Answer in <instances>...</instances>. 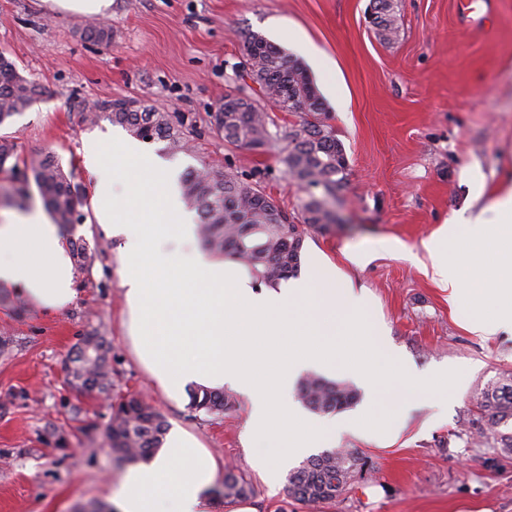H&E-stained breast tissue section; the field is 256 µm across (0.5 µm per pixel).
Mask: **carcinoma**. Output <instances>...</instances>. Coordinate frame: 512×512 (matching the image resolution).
Here are the masks:
<instances>
[{"label":"carcinoma","mask_w":512,"mask_h":512,"mask_svg":"<svg viewBox=\"0 0 512 512\" xmlns=\"http://www.w3.org/2000/svg\"><path fill=\"white\" fill-rule=\"evenodd\" d=\"M395 0H372V23L379 38L396 32ZM84 36L107 43L110 29L88 24ZM246 65L252 68L266 94L284 114L279 139L286 142L282 158L288 175L307 197L301 205V223L296 224L266 192L263 181L242 179L233 171H215L207 166L187 172L183 197L199 216L198 233L203 246L215 255L241 263L254 282L275 287L295 276L300 267L304 234L336 223L326 201L310 191L334 193L343 188L347 159L342 144L331 129L315 118L322 111L305 69L259 33L249 32L244 40ZM37 93L33 81L21 76L16 64L0 54V126L25 112ZM106 116L114 125L126 128L145 141H163L172 153L188 150L190 129L184 118L167 112L131 106L123 99L95 102L85 107L83 120L97 122ZM296 120L290 121L288 117ZM224 140L235 146L258 148L268 145L274 120L258 105L245 106L233 95L224 96L213 115ZM72 173L49 153L25 158L16 145L0 139V193L14 200L28 197L30 184L37 187L55 222L65 229L84 219L85 198L72 181ZM76 264L83 268L93 261L94 252L85 241L71 242ZM108 349L99 332L85 335L78 347L71 375L77 393L112 390V372L107 366ZM302 402L312 411L331 414L353 406L358 392L346 382L331 381L317 374L304 377L299 385ZM235 406L234 397L224 391L197 389L191 392L190 408L208 415L225 414ZM486 418V431L499 437L503 450L512 451V375L504 373L477 397ZM167 423L143 398L128 393L112 404L106 436L120 461L149 459L163 443ZM372 468L369 458L347 448H332L312 455L288 474V498L301 504H315L340 498L355 483L365 479ZM215 493L226 500L255 494L252 480L227 470L221 489Z\"/></svg>","instance_id":"1"}]
</instances>
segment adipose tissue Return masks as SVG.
<instances>
[{
  "mask_svg": "<svg viewBox=\"0 0 512 512\" xmlns=\"http://www.w3.org/2000/svg\"><path fill=\"white\" fill-rule=\"evenodd\" d=\"M122 164L104 168L102 145L88 140L83 158L96 176L95 217L118 238L121 286L133 350L168 396L188 386L231 388L248 403V459L270 485L289 460L331 445L350 431L382 443L409 413L447 390L451 376L440 368L412 374L400 353L366 321L370 297L345 278L329 258L313 257L306 272L268 288L255 285L232 259L213 257L196 245L194 217L183 207L173 173L133 140H118ZM455 223L467 236L449 258L447 228L422 243L433 281L451 306L483 308L471 333L484 339L512 335V170L504 171L494 198ZM188 241L189 255L168 250ZM492 258L499 274L490 280L475 263ZM0 283L42 313L54 315L77 297L69 245L59 225L34 207L0 225ZM344 367L365 391L359 412L321 423L305 417L294 397L307 371ZM220 465L190 433L174 427L157 455L129 468L117 493L119 512H209L208 491Z\"/></svg>",
  "mask_w": 512,
  "mask_h": 512,
  "instance_id": "obj_1",
  "label": "adipose tissue"
}]
</instances>
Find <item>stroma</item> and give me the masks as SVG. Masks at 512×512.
I'll return each instance as SVG.
<instances>
[{
    "label": "stroma",
    "instance_id": "35a3bbf8",
    "mask_svg": "<svg viewBox=\"0 0 512 512\" xmlns=\"http://www.w3.org/2000/svg\"><path fill=\"white\" fill-rule=\"evenodd\" d=\"M491 2L474 26L459 0H397V32L383 40L370 0H113L111 40L100 44L82 33L89 16L54 14L41 0H0V53L39 90L28 110L0 126V137L24 157L55 153L87 196L94 176L85 138L108 144L128 132L105 118L84 122L82 112L88 102L124 98L195 127L192 151L172 155L156 141L145 143L148 153L180 173L204 165L245 176L262 170L267 192L297 215L305 193L287 176L280 146L228 144L211 115L243 86V33L282 49L292 37L313 48L320 118L345 150L348 176L341 222L306 232L301 256L325 255L368 289L370 320L411 371L444 365L454 382L443 420L432 421L429 408L417 412L388 446L338 436L336 447L358 449L373 470L341 498L297 503L294 512H512V452L480 434L476 407L487 382L512 373V336L470 333L475 310L451 308L447 291L402 255L383 253L363 268L342 255L378 238L420 249L473 196L489 201L512 165V0ZM84 213L66 232L95 252L91 266L76 271L75 305L49 318L0 285V512H82L92 503L115 512L111 486L128 465L106 440L109 399L75 395L67 384L68 356L94 329L111 345L112 397L141 394L168 425L253 481L257 493L245 500L253 512H274L286 487L269 486L249 464L245 400L213 417L156 387L127 338L117 244L92 208Z\"/></svg>",
    "mask_w": 512,
    "mask_h": 512
}]
</instances>
